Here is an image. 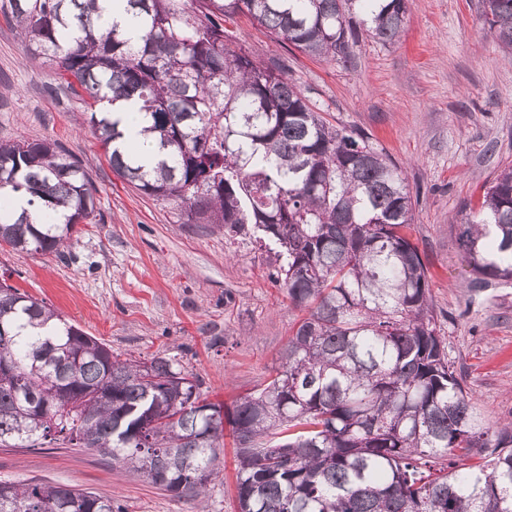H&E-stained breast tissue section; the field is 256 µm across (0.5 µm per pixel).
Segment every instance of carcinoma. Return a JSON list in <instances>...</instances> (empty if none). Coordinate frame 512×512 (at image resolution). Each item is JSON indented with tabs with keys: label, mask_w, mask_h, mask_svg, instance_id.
Returning <instances> with one entry per match:
<instances>
[{
	"label": "carcinoma",
	"mask_w": 512,
	"mask_h": 512,
	"mask_svg": "<svg viewBox=\"0 0 512 512\" xmlns=\"http://www.w3.org/2000/svg\"><path fill=\"white\" fill-rule=\"evenodd\" d=\"M100 2L0 11L80 101L119 177L175 204L183 224L260 231L308 314L271 381L226 414L172 358L120 360L0 282V443L61 436L202 500L227 423L238 512H512V422L490 430L448 361L401 168L366 134L330 125L284 61L255 59L224 27L246 16L306 56L343 59L362 30L394 43L407 0H122L132 33L107 24ZM479 13L512 46V0H480ZM127 101L155 137L150 169L118 143L108 106ZM13 193L35 216L15 213ZM96 193L55 142L0 143V246L60 252ZM462 225L474 281L512 280V165ZM0 512L119 509L69 485L0 479Z\"/></svg>",
	"instance_id": "cac0c4a2"
}]
</instances>
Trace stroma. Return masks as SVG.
Segmentation results:
<instances>
[{"label":"stroma","instance_id":"1","mask_svg":"<svg viewBox=\"0 0 512 512\" xmlns=\"http://www.w3.org/2000/svg\"><path fill=\"white\" fill-rule=\"evenodd\" d=\"M477 2L409 0L395 44L363 35L336 61L290 50L245 17L231 30L257 58L285 60L330 124L364 131L403 168L411 239L448 358L496 428L512 418V281L475 287L458 233L464 205L512 165V50L483 29ZM56 79L0 15V141H55L97 189L71 247L32 255L2 246L0 276L119 359L176 358L208 400L233 407L270 381L301 317L276 280L275 253L210 224L177 223L171 206L119 178L81 104L50 91ZM221 456L202 502L63 441L0 445V479L85 489L121 512H237L232 439Z\"/></svg>","mask_w":512,"mask_h":512}]
</instances>
